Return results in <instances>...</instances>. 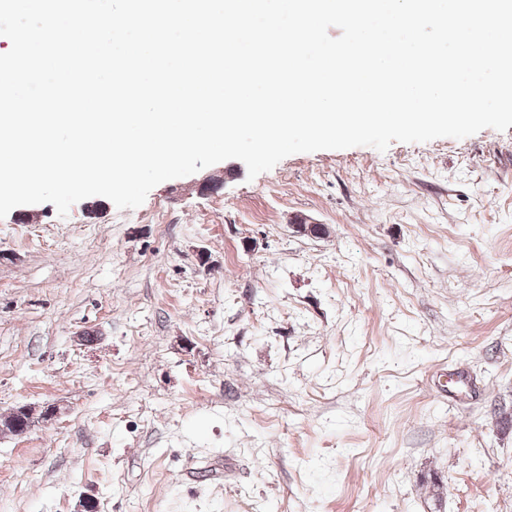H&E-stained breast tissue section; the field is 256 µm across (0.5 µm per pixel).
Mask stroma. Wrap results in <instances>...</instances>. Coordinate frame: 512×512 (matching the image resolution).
I'll list each match as a JSON object with an SVG mask.
<instances>
[{
	"mask_svg": "<svg viewBox=\"0 0 512 512\" xmlns=\"http://www.w3.org/2000/svg\"><path fill=\"white\" fill-rule=\"evenodd\" d=\"M20 403L62 414L0 433V512H512V126L14 208Z\"/></svg>",
	"mask_w": 512,
	"mask_h": 512,
	"instance_id": "35a3bbf8",
	"label": "stroma"
}]
</instances>
